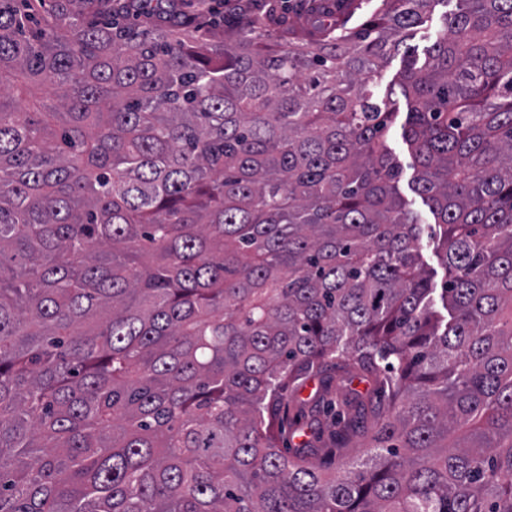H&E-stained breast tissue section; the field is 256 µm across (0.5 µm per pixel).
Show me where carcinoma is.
<instances>
[{
	"label": "carcinoma",
	"mask_w": 512,
	"mask_h": 512,
	"mask_svg": "<svg viewBox=\"0 0 512 512\" xmlns=\"http://www.w3.org/2000/svg\"><path fill=\"white\" fill-rule=\"evenodd\" d=\"M73 2L0 0V512H512V0L401 78L445 316L370 89L438 0ZM354 372L358 462L283 455L284 391ZM224 1H199L185 0L184 11L201 28L208 30L213 40L220 41L226 38L237 23V18L242 14L234 10L231 4L221 5ZM214 8V10H212ZM223 16L225 24L223 21Z\"/></svg>",
	"instance_id": "carcinoma-1"
}]
</instances>
